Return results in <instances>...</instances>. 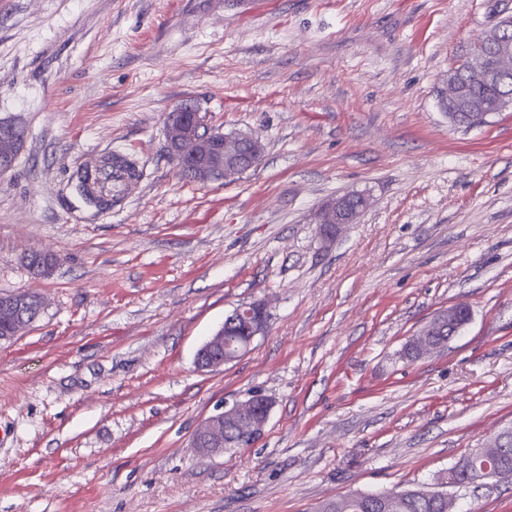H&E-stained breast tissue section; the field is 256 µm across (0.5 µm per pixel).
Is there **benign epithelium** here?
Segmentation results:
<instances>
[{"label":"benign epithelium","mask_w":512,"mask_h":512,"mask_svg":"<svg viewBox=\"0 0 512 512\" xmlns=\"http://www.w3.org/2000/svg\"><path fill=\"white\" fill-rule=\"evenodd\" d=\"M476 50L467 55L457 67L448 72V82L443 95L451 106L462 103L463 83L459 70H464L486 84L496 83L504 74L512 71V40L500 36L499 27L485 32L475 44ZM494 63H489L488 58ZM190 111L186 104L174 107L166 114L165 132L179 171L193 181L206 184L213 181L236 180L247 170L257 166L263 156L260 140L248 133L226 135L209 127L206 116L197 112L192 120L183 113ZM23 138L14 123L0 122V172L9 170L22 149ZM366 205L361 198L353 211L346 214L341 223L337 215L343 210L344 198L331 200L319 221L320 234L326 240L334 238L336 232L356 221ZM461 308L450 307L435 315L423 327L418 344L423 355L442 346L440 336H455L462 327ZM230 324L243 328L246 341L231 348L224 344V328H219L202 345L197 353V365L202 369H213L239 358L247 351L253 339L266 329V309L261 303L234 309L226 316ZM272 408V401L255 394L245 402H238L210 416L196 431L193 447L202 454L221 452L226 448H239L250 444L264 427ZM473 486L484 484L487 477L471 469L470 459L462 458L448 474V485L457 486L460 481Z\"/></svg>","instance_id":"benign-epithelium-1"}]
</instances>
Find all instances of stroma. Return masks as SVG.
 <instances>
[{
    "instance_id": "1",
    "label": "stroma",
    "mask_w": 512,
    "mask_h": 512,
    "mask_svg": "<svg viewBox=\"0 0 512 512\" xmlns=\"http://www.w3.org/2000/svg\"><path fill=\"white\" fill-rule=\"evenodd\" d=\"M512 0H0V296L40 317L0 341V512H316L353 493L442 489L512 426V108L453 124L449 70ZM249 132L261 163L199 184L169 156L185 101ZM118 151L121 205L76 174ZM367 197L323 241L332 199ZM33 250L56 255L30 274ZM267 329L216 370L196 354L234 308ZM471 317L433 353L439 311ZM261 394L248 446L199 425ZM512 512V480L455 491ZM23 138L18 132V126L14 123L0 122V172L9 170L22 149ZM461 310L462 307H450L441 311L427 322L420 333L421 340L418 344L420 355L442 346V342H439L436 336L448 335V340H450L459 332L461 327L470 319V310L467 308V322L460 324Z\"/></svg>"
}]
</instances>
